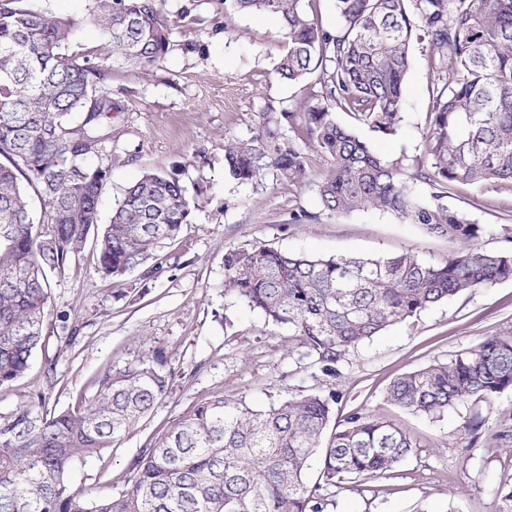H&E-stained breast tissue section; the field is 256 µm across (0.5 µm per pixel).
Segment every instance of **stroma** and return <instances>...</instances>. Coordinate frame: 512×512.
Segmentation results:
<instances>
[{
    "label": "stroma",
    "instance_id": "obj_1",
    "mask_svg": "<svg viewBox=\"0 0 512 512\" xmlns=\"http://www.w3.org/2000/svg\"><path fill=\"white\" fill-rule=\"evenodd\" d=\"M177 24L175 46L154 68L109 64L106 90L124 104L112 120V157L101 201L110 217L124 189L150 168L179 174L194 205L177 240L161 248L163 269L138 267L102 277L93 245L52 280L44 343L28 372L0 389V415L44 398L49 411L77 406L106 370L164 351L165 400L102 456L76 463L70 479L85 492L127 489L130 467L144 448L196 402L224 395L266 410L299 394L337 391L336 419L352 409L397 425L415 447L393 472L325 486L331 512H498L497 489L512 483V391L467 401L438 417L392 404L387 389L398 375L448 361L483 339L512 328V280L436 304L351 350L337 377L324 375L288 327L224 293V252L270 244L318 256L396 255L414 251L444 260L455 245L390 215L320 211L311 164L302 186L266 176L263 186L224 173V140L251 137L266 108L317 106L306 84L281 79L285 48L280 21L238 13L224 0H167ZM427 43H414L404 84L406 106L396 136L357 127L359 137L387 160L418 155L429 110ZM317 213L309 224L289 221L292 209ZM448 207L474 224H501L512 210V187L477 194L456 186ZM481 419L478 434L466 431Z\"/></svg>",
    "mask_w": 512,
    "mask_h": 512
}]
</instances>
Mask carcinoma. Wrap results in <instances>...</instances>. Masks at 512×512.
Masks as SVG:
<instances>
[{
    "instance_id": "carcinoma-1",
    "label": "carcinoma",
    "mask_w": 512,
    "mask_h": 512,
    "mask_svg": "<svg viewBox=\"0 0 512 512\" xmlns=\"http://www.w3.org/2000/svg\"><path fill=\"white\" fill-rule=\"evenodd\" d=\"M241 13L280 19L277 64L292 83L313 80L321 104L271 112L255 135L224 141L232 179L260 185L271 173L302 183L320 157L321 211L377 210L418 224L458 248L439 263L413 251L387 258L317 257L272 245L229 248L224 292L286 325L328 376L352 349L388 327L462 293L512 280V250L479 239L512 228L473 224L448 209L454 187L512 185V0H335L339 25L314 14L315 0H224ZM86 24L102 43L76 35ZM165 0H88L80 20L54 16L41 0H0V388L30 368L50 314L53 275L94 242L105 277L159 261L191 202L174 172L151 169L126 188L102 222L112 167V113L122 107L94 62L147 70L174 47ZM423 32L431 94L415 171L378 156L336 120L383 136L401 128L411 45ZM426 185L417 195L409 180ZM41 203L35 214L30 196ZM166 356L109 369L76 408L42 410L39 397L0 416V512H327L320 494L353 477L384 475L415 444L389 421L351 410L333 423L336 391L289 398L266 411L214 396L184 413L134 463L130 488L88 495L70 484L74 464L118 443L162 402ZM512 390V330L446 362L405 372L387 399L426 416ZM319 481L308 484L310 460Z\"/></svg>"
}]
</instances>
